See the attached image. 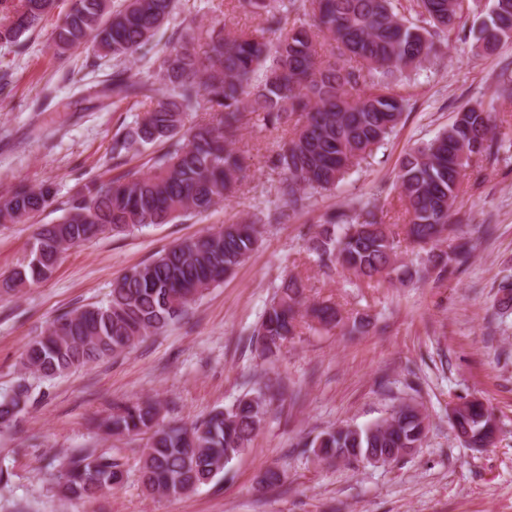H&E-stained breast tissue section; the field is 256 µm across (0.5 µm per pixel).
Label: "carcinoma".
Wrapping results in <instances>:
<instances>
[{
  "mask_svg": "<svg viewBox=\"0 0 512 512\" xmlns=\"http://www.w3.org/2000/svg\"><path fill=\"white\" fill-rule=\"evenodd\" d=\"M261 19L248 30H204L186 18L177 42L153 58L147 79L131 82L117 74L112 97L143 107L136 120L112 138V158L121 159L157 143L168 145L153 171H127L105 183L87 185L66 202L54 224H42L29 254L0 284L9 294L48 278L62 250L105 232L123 235L182 217L198 215L227 200L246 178L245 150L236 146L245 119L286 132L278 153L268 158L281 176L279 198L303 209L307 190H330L353 167L372 156L396 132L408 98L397 83L423 71L442 47L459 39L456 22L479 0H414L413 22L400 0H238ZM479 13L475 48L493 52L512 39V0H488ZM174 0H74L56 29L54 46L64 53L92 42L117 61L148 52ZM55 0H0V43L18 44L49 16ZM213 113L187 124V115ZM491 111L466 108L433 139L406 151L399 160V199L407 239L426 254L444 278L471 255L458 233L462 185L497 145ZM49 185H20L0 195V223L20 224L49 207ZM253 223L226 224L196 239L160 251L112 282L106 302L58 315L23 356L25 369L54 378L108 356L182 320L208 289L257 249ZM308 249L321 267L340 266L363 282L401 280L410 272L397 264L396 233L368 201L326 215ZM306 285L282 278L250 339L267 361L299 335L303 313L321 326L345 323L329 301L305 306ZM29 400L18 386L0 399V427L18 418ZM266 414V396H244L186 426L164 422L151 400L117 403L106 422L114 436L148 435L141 450L140 479L150 495L180 497L224 476V467L249 447ZM463 444L483 448L498 433L493 412L467 399L457 413ZM429 429L418 405L401 403L367 426L332 428L306 443L327 458L366 459L372 451L392 460L399 449L417 448ZM125 471L110 454L79 451L52 475L67 498L94 497L120 486Z\"/></svg>",
  "mask_w": 512,
  "mask_h": 512,
  "instance_id": "cac0c4a2",
  "label": "carcinoma"
}]
</instances>
